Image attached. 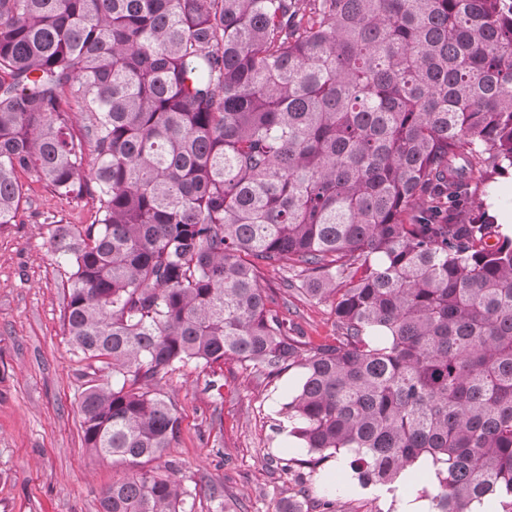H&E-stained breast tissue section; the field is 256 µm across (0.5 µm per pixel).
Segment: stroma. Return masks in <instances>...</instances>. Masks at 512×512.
Here are the masks:
<instances>
[{"instance_id":"1","label":"stroma","mask_w":512,"mask_h":512,"mask_svg":"<svg viewBox=\"0 0 512 512\" xmlns=\"http://www.w3.org/2000/svg\"><path fill=\"white\" fill-rule=\"evenodd\" d=\"M24 200L17 221L0 226V512H100L102 492L127 472L84 445L78 401L88 381H104L77 358L63 326L66 272L52 254L57 224L88 225L91 199L56 195L35 173H19ZM291 262L260 271L294 335L312 344L340 330L333 305L289 290ZM303 376L247 369L234 358L203 367L188 364L160 383L180 418V434L163 463L175 466L197 492L195 512H279L307 491V512H399L400 497L359 488L333 460L303 467L307 449L288 445L292 423L283 406Z\"/></svg>"}]
</instances>
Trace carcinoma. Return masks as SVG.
Instances as JSON below:
<instances>
[{
    "instance_id": "carcinoma-1",
    "label": "carcinoma",
    "mask_w": 512,
    "mask_h": 512,
    "mask_svg": "<svg viewBox=\"0 0 512 512\" xmlns=\"http://www.w3.org/2000/svg\"><path fill=\"white\" fill-rule=\"evenodd\" d=\"M91 157V170L85 158ZM512 168V0H0V225L34 171L58 224L103 512H194L159 383L235 356L302 383L291 435L360 487L438 465L431 512H512V239L468 205ZM291 260L342 335H288Z\"/></svg>"
}]
</instances>
